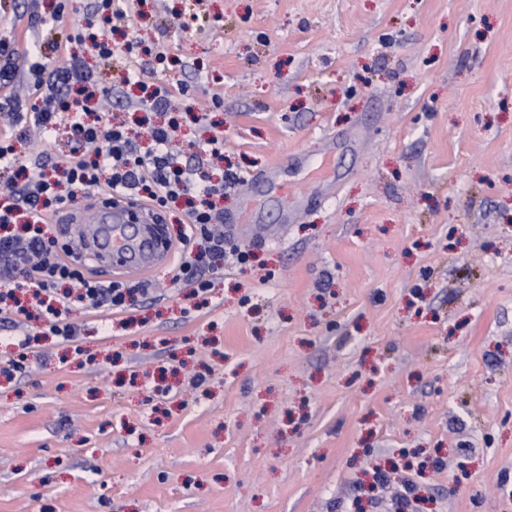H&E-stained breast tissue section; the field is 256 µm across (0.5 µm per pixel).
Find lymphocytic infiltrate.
<instances>
[{"label": "lymphocytic infiltrate", "mask_w": 512, "mask_h": 512, "mask_svg": "<svg viewBox=\"0 0 512 512\" xmlns=\"http://www.w3.org/2000/svg\"><path fill=\"white\" fill-rule=\"evenodd\" d=\"M64 8L57 0L52 11L42 13L34 0H24L31 46L20 49L13 40L0 39V114L6 118L0 126V168L19 177L0 194V315L37 311L50 333L71 341L76 336L69 321L73 310L123 311L135 295H149L150 288L145 282L101 281L77 268L70 246L49 233L53 215L92 188L129 195L161 211L184 199L175 280L192 295H204L211 287L210 273L224 267V238L212 230L223 223L224 213L214 199L239 176L189 165L175 150L187 111L174 106L172 98L187 95L184 85L175 91L155 85L141 100L142 110L159 113L163 121L151 130L150 148L140 151L133 130L103 112L112 90L93 67L94 61L111 57L114 25L126 19V10L119 0H92L72 36L83 48L76 54L70 44L50 37ZM53 57L63 58V65L49 68ZM71 113L82 118L77 132L84 151L30 162L16 153L14 143L28 126L46 131Z\"/></svg>", "instance_id": "f902f5d3"}]
</instances>
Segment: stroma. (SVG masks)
<instances>
[{
	"label": "stroma",
	"instance_id": "35a3bbf8",
	"mask_svg": "<svg viewBox=\"0 0 512 512\" xmlns=\"http://www.w3.org/2000/svg\"><path fill=\"white\" fill-rule=\"evenodd\" d=\"M130 39L259 230L203 297L0 322V512H385L405 458L416 512H512V0H131L136 118Z\"/></svg>",
	"mask_w": 512,
	"mask_h": 512
}]
</instances>
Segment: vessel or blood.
I'll list each match as a JSON object with an SVG mask.
<instances>
[{"label": "vessel or blood", "mask_w": 512, "mask_h": 512, "mask_svg": "<svg viewBox=\"0 0 512 512\" xmlns=\"http://www.w3.org/2000/svg\"><path fill=\"white\" fill-rule=\"evenodd\" d=\"M93 216L73 209L69 223L79 225L88 252L98 266L132 276L170 264L175 251L166 243L153 211L125 196L105 195L93 204Z\"/></svg>", "instance_id": "1"}]
</instances>
